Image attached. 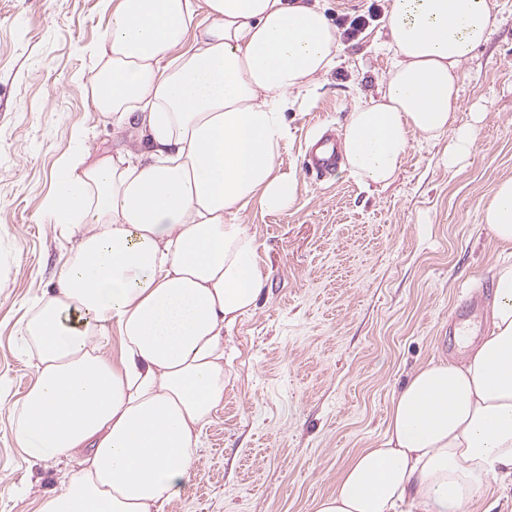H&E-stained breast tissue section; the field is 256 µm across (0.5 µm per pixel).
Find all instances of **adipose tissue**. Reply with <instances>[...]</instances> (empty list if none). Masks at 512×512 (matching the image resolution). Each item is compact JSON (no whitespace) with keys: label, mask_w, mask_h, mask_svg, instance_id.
Instances as JSON below:
<instances>
[{"label":"adipose tissue","mask_w":512,"mask_h":512,"mask_svg":"<svg viewBox=\"0 0 512 512\" xmlns=\"http://www.w3.org/2000/svg\"><path fill=\"white\" fill-rule=\"evenodd\" d=\"M110 25L87 48L95 107L134 128L140 153L60 162L45 211L77 243L57 289L21 322L36 379L16 404L15 442L80 468L38 512H158L187 483L203 428L224 404V332L265 285L250 204L283 213L295 173L278 159L288 112L342 46L315 0H103ZM493 0H390L376 97L340 133L356 184L390 183L415 139L455 128L461 65L496 23ZM482 220L512 248V177ZM492 323L460 360L416 367L393 394L380 447L361 449L312 512H466L490 480L512 481V261L493 275ZM113 327L119 355L100 341Z\"/></svg>","instance_id":"1"}]
</instances>
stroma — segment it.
<instances>
[{"mask_svg":"<svg viewBox=\"0 0 512 512\" xmlns=\"http://www.w3.org/2000/svg\"><path fill=\"white\" fill-rule=\"evenodd\" d=\"M500 2L490 41L462 65L456 123L485 119L457 165L444 137L414 140L385 187L304 172L314 141L340 131L388 69L378 20L344 40L339 65L289 112L279 162L298 200L241 215L266 285L224 334V406L203 429L189 483L159 512H311L359 449L380 446L411 371L448 358L452 307L507 257L481 222L496 183L512 177V0ZM108 23L101 0H0V512H36L77 468L29 458L11 424L35 380L19 324L73 246L43 211L60 160L78 132L94 152L135 144L96 110L88 82L83 50Z\"/></svg>","mask_w":512,"mask_h":512,"instance_id":"35a3bbf8","label":"stroma"}]
</instances>
